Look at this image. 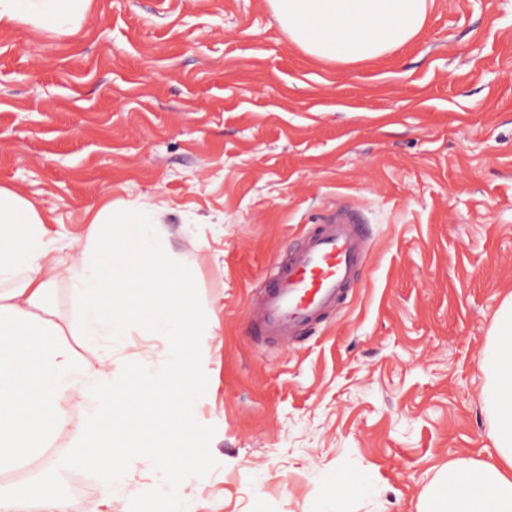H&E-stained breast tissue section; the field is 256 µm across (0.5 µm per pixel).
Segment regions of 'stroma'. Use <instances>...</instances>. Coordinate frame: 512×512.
<instances>
[{
  "label": "stroma",
  "instance_id": "obj_1",
  "mask_svg": "<svg viewBox=\"0 0 512 512\" xmlns=\"http://www.w3.org/2000/svg\"><path fill=\"white\" fill-rule=\"evenodd\" d=\"M0 186L63 247L103 207L156 210L200 324L182 512H419L451 462L494 457L482 362L512 296V0H432L384 58L329 63L268 0H93L0 27ZM373 237L362 288L288 348L245 332L254 284L337 199ZM132 332L115 373L168 361ZM165 469L96 474L71 512H138Z\"/></svg>",
  "mask_w": 512,
  "mask_h": 512
}]
</instances>
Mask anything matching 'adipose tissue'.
Returning <instances> with one entry per match:
<instances>
[{
  "label": "adipose tissue",
  "mask_w": 512,
  "mask_h": 512,
  "mask_svg": "<svg viewBox=\"0 0 512 512\" xmlns=\"http://www.w3.org/2000/svg\"><path fill=\"white\" fill-rule=\"evenodd\" d=\"M289 38L329 62L381 58L424 28L429 0H268ZM92 0H0V26L31 24L55 31L89 11ZM85 245L60 258L36 207L0 187V512H70L58 482L43 470L71 462L111 479L126 457L151 452L168 472L190 468L203 436L195 423L198 313L192 286L166 256L159 223L148 212L96 215ZM72 286V315L55 322L56 278ZM145 329L171 340L170 365L147 377L112 371L113 337ZM103 341L87 361L64 335ZM483 366L495 459L451 464L439 474L421 512H512V300L494 320ZM96 399L78 410L79 399ZM69 437L68 458L51 456ZM36 475L14 480L26 466Z\"/></svg>",
  "instance_id": "ef3b65f1"
}]
</instances>
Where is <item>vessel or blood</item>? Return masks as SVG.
Instances as JSON below:
<instances>
[{
    "instance_id": "1",
    "label": "vessel or blood",
    "mask_w": 512,
    "mask_h": 512,
    "mask_svg": "<svg viewBox=\"0 0 512 512\" xmlns=\"http://www.w3.org/2000/svg\"><path fill=\"white\" fill-rule=\"evenodd\" d=\"M371 250V233L355 206L327 208L260 279L247 306L248 336L287 345L323 325L361 287Z\"/></svg>"
}]
</instances>
